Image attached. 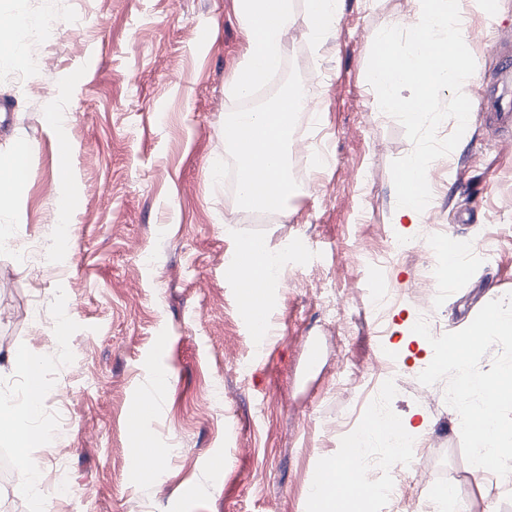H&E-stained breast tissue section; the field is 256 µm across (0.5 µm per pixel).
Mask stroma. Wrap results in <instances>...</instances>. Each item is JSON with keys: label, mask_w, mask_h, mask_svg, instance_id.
I'll return each mask as SVG.
<instances>
[{"label": "stroma", "mask_w": 512, "mask_h": 512, "mask_svg": "<svg viewBox=\"0 0 512 512\" xmlns=\"http://www.w3.org/2000/svg\"><path fill=\"white\" fill-rule=\"evenodd\" d=\"M294 3L298 42L282 71L298 70L314 99L307 146L329 162L275 223L244 224L234 193L212 178L228 156L224 119L235 101L225 87L247 49L237 0H23L54 37L40 41L33 27L13 34L47 60L32 74L34 93L17 90V69L0 67V99L13 104L0 112V154L21 137L33 146L26 183L0 209V225L11 227L0 239V385L24 383L17 351L42 360L47 412L37 423L55 447L29 456L41 500L52 498L54 471L68 477L72 495L55 500V512H307L316 465L364 415L374 368L389 356L405 372L389 382L390 414L430 426L397 500L370 512H455L459 497L473 512H512V482L474 479L456 412L440 398L445 382L415 380L429 347L399 345L405 321L423 309L456 332L512 294V150L501 147L512 129L472 113L446 171L430 177L434 224L397 223L390 165L413 145L380 110L366 72L377 30L414 16L417 4L339 0L335 36L315 43L306 0ZM463 31L473 90L512 95L499 72L512 48V0H495L488 15L464 0ZM63 138L73 148L65 181ZM64 191L76 201L65 243L56 214ZM448 230L479 256L436 301L420 285L425 240ZM256 236L271 251L286 238L309 250L292 261L287 286L269 291L275 333L262 363L224 276L226 256ZM397 239L416 247L386 269L396 299L379 313L363 299L377 277L366 256ZM28 241L53 256L55 271L18 264L15 248ZM312 342L322 352L314 365ZM164 370L171 384L151 422L164 457L153 482L140 475L126 420ZM62 387L74 394L64 408ZM442 485L452 498L439 500Z\"/></svg>", "instance_id": "stroma-1"}]
</instances>
